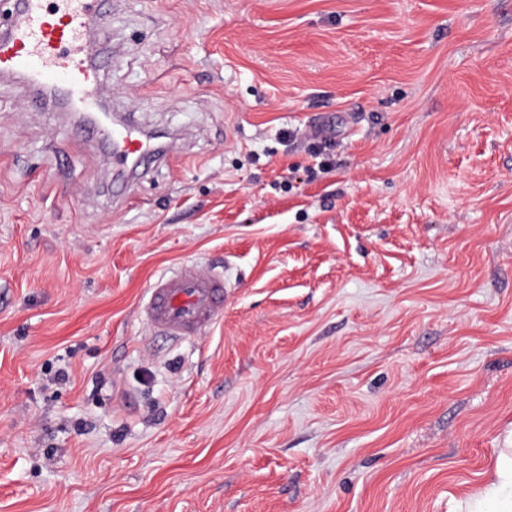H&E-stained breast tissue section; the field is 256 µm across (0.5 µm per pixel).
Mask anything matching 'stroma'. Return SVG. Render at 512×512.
<instances>
[{
  "instance_id": "obj_1",
  "label": "stroma",
  "mask_w": 512,
  "mask_h": 512,
  "mask_svg": "<svg viewBox=\"0 0 512 512\" xmlns=\"http://www.w3.org/2000/svg\"><path fill=\"white\" fill-rule=\"evenodd\" d=\"M101 25L97 97L177 160L114 195L0 77V512H463L512 448V0ZM186 261L227 301L176 341L138 302Z\"/></svg>"
}]
</instances>
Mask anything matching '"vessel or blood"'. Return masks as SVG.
<instances>
[{
    "label": "vessel or blood",
    "mask_w": 512,
    "mask_h": 512,
    "mask_svg": "<svg viewBox=\"0 0 512 512\" xmlns=\"http://www.w3.org/2000/svg\"><path fill=\"white\" fill-rule=\"evenodd\" d=\"M15 0L13 17L0 33V73L20 76L34 96L50 93L70 111L94 106V90L104 68L88 39L92 19L104 0ZM120 169L148 170L160 155L152 138L134 125L98 128ZM221 277L183 264L154 281L139 313L153 330L174 339L202 334L224 310Z\"/></svg>",
    "instance_id": "1"
}]
</instances>
